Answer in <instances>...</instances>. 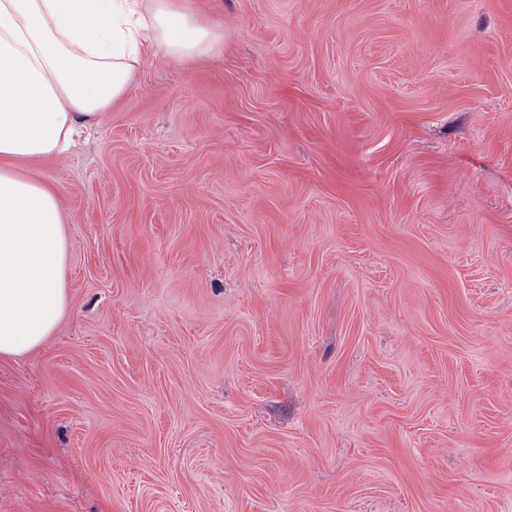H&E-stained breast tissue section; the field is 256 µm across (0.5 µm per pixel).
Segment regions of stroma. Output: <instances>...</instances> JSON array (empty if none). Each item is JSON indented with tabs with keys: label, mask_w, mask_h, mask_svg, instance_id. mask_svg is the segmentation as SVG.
<instances>
[{
	"label": "stroma",
	"mask_w": 512,
	"mask_h": 512,
	"mask_svg": "<svg viewBox=\"0 0 512 512\" xmlns=\"http://www.w3.org/2000/svg\"><path fill=\"white\" fill-rule=\"evenodd\" d=\"M198 5L43 170L0 512H512V0Z\"/></svg>",
	"instance_id": "stroma-1"
}]
</instances>
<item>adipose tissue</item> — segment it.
Masks as SVG:
<instances>
[{
    "mask_svg": "<svg viewBox=\"0 0 512 512\" xmlns=\"http://www.w3.org/2000/svg\"><path fill=\"white\" fill-rule=\"evenodd\" d=\"M223 48L193 0H0V358L39 348L70 307L61 188L37 164L117 108L148 59Z\"/></svg>",
    "mask_w": 512,
    "mask_h": 512,
    "instance_id": "ef3b65f1",
    "label": "adipose tissue"
}]
</instances>
